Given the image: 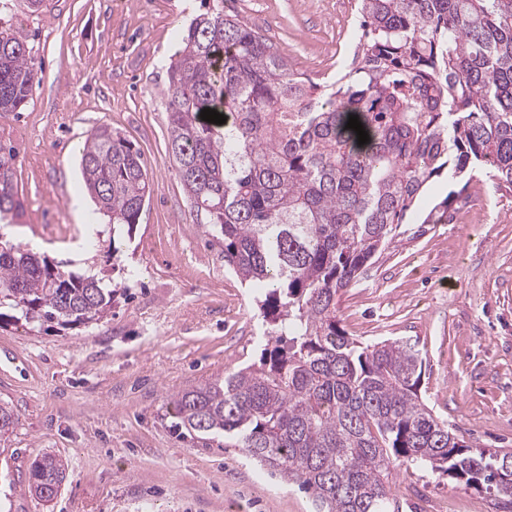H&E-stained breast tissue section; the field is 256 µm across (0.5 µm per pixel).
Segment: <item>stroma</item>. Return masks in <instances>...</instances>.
<instances>
[{
	"label": "stroma",
	"instance_id": "stroma-1",
	"mask_svg": "<svg viewBox=\"0 0 512 512\" xmlns=\"http://www.w3.org/2000/svg\"><path fill=\"white\" fill-rule=\"evenodd\" d=\"M202 0H48L18 6L37 80L0 112L16 152L19 217L0 243L36 247L62 269L119 287L102 321L57 330L0 328V512H313L310 493L261 470L241 448L202 445L175 426L172 399L258 361L268 327L256 299L200 224L169 152L163 104L175 33ZM310 78L350 55L357 0H224ZM107 124L142 154L149 197L131 235L80 224L79 162ZM350 336L408 339L422 351L421 395L474 448L512 451V188L475 173L452 219L404 236L338 299ZM62 458L53 503L28 489L30 465ZM399 512H504L483 491L413 466L392 471Z\"/></svg>",
	"mask_w": 512,
	"mask_h": 512
}]
</instances>
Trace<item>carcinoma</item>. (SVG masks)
<instances>
[{
	"mask_svg": "<svg viewBox=\"0 0 512 512\" xmlns=\"http://www.w3.org/2000/svg\"><path fill=\"white\" fill-rule=\"evenodd\" d=\"M0 0V112H18L37 77L33 46ZM360 33L336 80L293 69L212 0L177 34L164 91L169 151L224 264L260 290L270 327L259 362L179 394L176 426L243 448L311 493L316 512H399L388 477L429 467L512 504V452L464 444L420 396L422 356L407 340L362 342L337 316L341 292L396 242L428 182L478 168L512 187V0H359ZM210 108L225 115L200 118ZM359 117L370 141L346 127ZM16 155L0 145V220L20 215ZM112 233L132 234L148 192L141 153L106 124L81 159ZM450 190L422 219L448 223ZM112 283L64 271L28 246L0 249V324L101 321ZM67 465L43 456L29 492L58 495Z\"/></svg>",
	"mask_w": 512,
	"mask_h": 512,
	"instance_id": "carcinoma-1",
	"label": "carcinoma"
}]
</instances>
